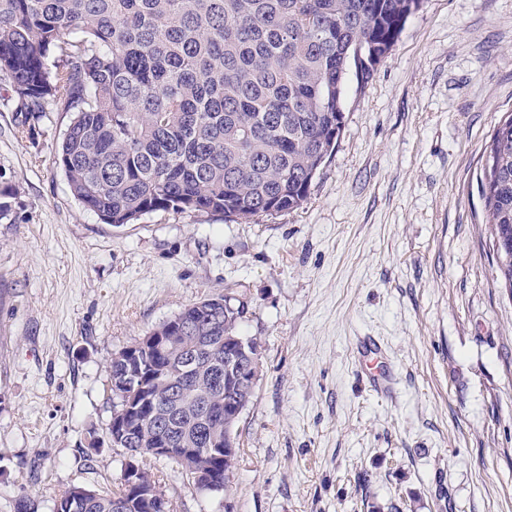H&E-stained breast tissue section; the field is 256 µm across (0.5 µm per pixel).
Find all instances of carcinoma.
Wrapping results in <instances>:
<instances>
[{"instance_id":"carcinoma-1","label":"carcinoma","mask_w":512,"mask_h":512,"mask_svg":"<svg viewBox=\"0 0 512 512\" xmlns=\"http://www.w3.org/2000/svg\"><path fill=\"white\" fill-rule=\"evenodd\" d=\"M421 0H0V72L33 130L53 105L72 114L57 164L81 206L106 224L156 211H213L249 219L299 207L342 130L347 82L370 76ZM486 223L512 255V118L487 148ZM244 310L226 295L196 302L149 335L173 336L163 353L111 362L133 427L109 442L140 458L166 439L200 489L230 491L239 448L214 456L224 421L237 426L254 390L224 370L261 342L242 336ZM196 457L183 459V449ZM232 457L226 461L224 457ZM72 487L54 512H161L159 485Z\"/></svg>"}]
</instances>
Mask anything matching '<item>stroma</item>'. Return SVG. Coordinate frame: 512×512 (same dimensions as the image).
Masks as SVG:
<instances>
[{
  "instance_id": "35a3bbf8",
  "label": "stroma",
  "mask_w": 512,
  "mask_h": 512,
  "mask_svg": "<svg viewBox=\"0 0 512 512\" xmlns=\"http://www.w3.org/2000/svg\"><path fill=\"white\" fill-rule=\"evenodd\" d=\"M512 116V0H421L307 199L250 219L157 211L114 226L34 134L0 73V512L113 489L112 356L186 306L244 303L260 370L229 494L147 455L171 512H512V292L480 177ZM382 345L375 392L357 340Z\"/></svg>"
}]
</instances>
